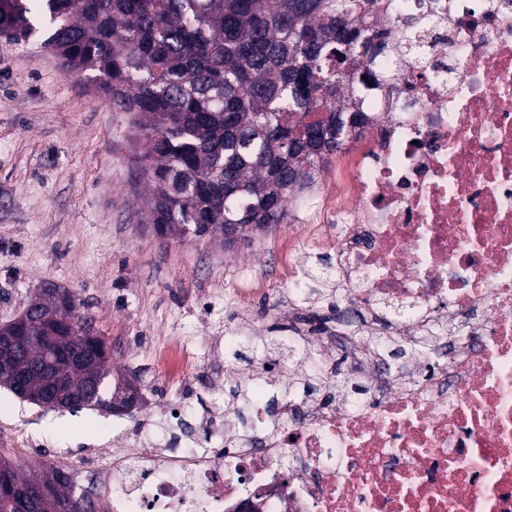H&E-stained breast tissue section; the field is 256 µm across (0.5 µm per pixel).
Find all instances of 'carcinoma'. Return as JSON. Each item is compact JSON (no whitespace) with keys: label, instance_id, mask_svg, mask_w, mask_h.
Instances as JSON below:
<instances>
[{"label":"carcinoma","instance_id":"carcinoma-1","mask_svg":"<svg viewBox=\"0 0 512 512\" xmlns=\"http://www.w3.org/2000/svg\"><path fill=\"white\" fill-rule=\"evenodd\" d=\"M378 0H0V35L27 41L47 18L45 44L69 71L136 116L152 182L150 219L162 234L220 235L224 248L284 223L288 201L310 188L305 148L316 140L339 148L361 121L353 97L354 66L374 77L375 58L360 53L371 33L379 51L392 38L417 50L416 19L396 35L359 23ZM227 224L241 225L225 237ZM29 320L31 338L14 340L0 326V387L23 381L31 394L59 380L84 401L61 409H112L128 401L119 389L104 397L109 355L102 338L77 314V300L57 285ZM12 479L44 493L26 498V512H96L76 481L55 467Z\"/></svg>","mask_w":512,"mask_h":512}]
</instances>
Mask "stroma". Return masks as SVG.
Wrapping results in <instances>:
<instances>
[{"mask_svg":"<svg viewBox=\"0 0 512 512\" xmlns=\"http://www.w3.org/2000/svg\"><path fill=\"white\" fill-rule=\"evenodd\" d=\"M46 36L0 35V323L46 285L69 288L112 354L106 387L129 380L141 401L128 414L53 411L0 388V455L30 473L96 464L169 403L236 387L237 379L207 373L212 337H235L222 363L249 373L298 326L331 320L342 294L335 283L288 278L284 252L304 214L303 194L292 199L287 223L229 249L215 237L159 234L130 114L85 91L82 75L65 71L44 46ZM256 280L270 292L242 314L236 291ZM297 285L305 291L298 301ZM170 345L184 360L177 377L161 360Z\"/></svg>","mask_w":512,"mask_h":512,"instance_id":"stroma-1","label":"stroma"}]
</instances>
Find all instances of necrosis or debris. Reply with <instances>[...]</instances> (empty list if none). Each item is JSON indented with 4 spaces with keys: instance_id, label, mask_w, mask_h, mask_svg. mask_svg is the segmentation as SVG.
Returning <instances> with one entry per match:
<instances>
[{
    "instance_id": "obj_1",
    "label": "necrosis or debris",
    "mask_w": 512,
    "mask_h": 512,
    "mask_svg": "<svg viewBox=\"0 0 512 512\" xmlns=\"http://www.w3.org/2000/svg\"><path fill=\"white\" fill-rule=\"evenodd\" d=\"M418 12L419 55L395 48L358 85L366 117L336 151L321 207L288 242L333 254L335 320L267 356L244 405L184 407L83 471L109 512H512V0H382L365 25ZM342 224L324 237L326 217ZM422 349L392 366L375 341ZM345 354L360 386L336 396Z\"/></svg>"
}]
</instances>
